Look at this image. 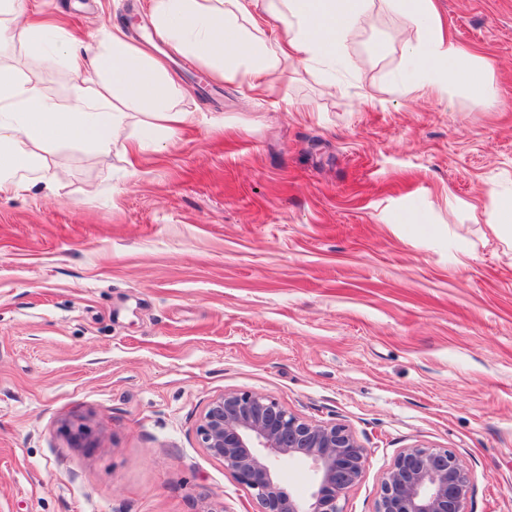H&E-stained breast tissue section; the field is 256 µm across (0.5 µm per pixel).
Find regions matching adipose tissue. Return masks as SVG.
Wrapping results in <instances>:
<instances>
[{
  "mask_svg": "<svg viewBox=\"0 0 512 512\" xmlns=\"http://www.w3.org/2000/svg\"><path fill=\"white\" fill-rule=\"evenodd\" d=\"M400 14L395 38L419 78L402 77L405 91L423 85H465L473 105L486 104L494 64L468 59L444 33L433 0H152L158 33L178 52L205 61L226 80L247 72L263 79L293 65L308 71L335 66L371 6ZM278 23L267 37L260 22ZM37 48L42 66L64 65L69 97L58 103L23 70L0 66V193L21 190L20 169L64 171L63 152L78 145L107 160L119 142L130 111L146 117L143 131L170 139L185 115L176 108L180 88L164 62L113 31L97 48L84 46L57 24L31 19L26 0H0V44ZM485 222L512 248V193H486Z\"/></svg>",
  "mask_w": 512,
  "mask_h": 512,
  "instance_id": "obj_1",
  "label": "adipose tissue"
}]
</instances>
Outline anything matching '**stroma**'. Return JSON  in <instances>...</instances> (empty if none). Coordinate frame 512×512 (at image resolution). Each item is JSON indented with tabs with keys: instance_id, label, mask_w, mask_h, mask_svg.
<instances>
[{
	"instance_id": "stroma-1",
	"label": "stroma",
	"mask_w": 512,
	"mask_h": 512,
	"mask_svg": "<svg viewBox=\"0 0 512 512\" xmlns=\"http://www.w3.org/2000/svg\"><path fill=\"white\" fill-rule=\"evenodd\" d=\"M29 2L94 45L120 26L188 118L137 167L72 146L60 183L22 170L0 193V512H255L196 437L227 391L354 431L370 455L346 512H373L414 444L474 473L470 512H512V252L480 212L512 189V0H435L495 63L480 108L397 85L389 12L331 76L259 92L175 52L150 0ZM33 57L0 50L65 102L68 72Z\"/></svg>"
}]
</instances>
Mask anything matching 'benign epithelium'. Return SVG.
Wrapping results in <instances>:
<instances>
[{"label": "benign epithelium", "mask_w": 512, "mask_h": 512, "mask_svg": "<svg viewBox=\"0 0 512 512\" xmlns=\"http://www.w3.org/2000/svg\"><path fill=\"white\" fill-rule=\"evenodd\" d=\"M196 435L257 503V512H344L341 502L364 477L368 449L349 426L300 417L275 399L228 391L206 405ZM310 464L313 490L294 497L278 465ZM474 474L447 448L400 449L383 473L374 512H468Z\"/></svg>", "instance_id": "obj_1"}]
</instances>
